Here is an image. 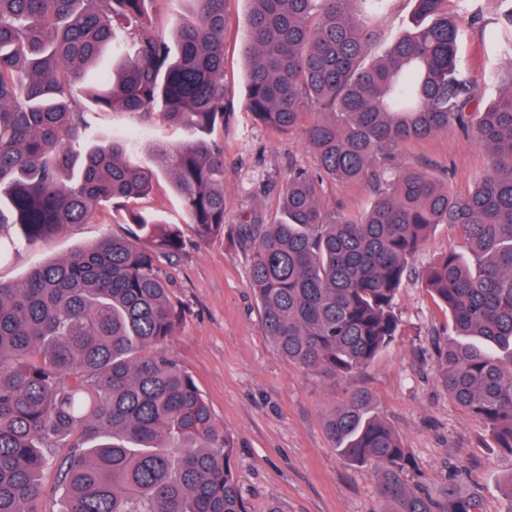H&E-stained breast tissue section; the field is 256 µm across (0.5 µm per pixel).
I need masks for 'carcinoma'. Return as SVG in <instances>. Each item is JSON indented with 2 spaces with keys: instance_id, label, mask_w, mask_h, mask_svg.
Returning <instances> with one entry per match:
<instances>
[{
  "instance_id": "obj_1",
  "label": "carcinoma",
  "mask_w": 512,
  "mask_h": 512,
  "mask_svg": "<svg viewBox=\"0 0 512 512\" xmlns=\"http://www.w3.org/2000/svg\"><path fill=\"white\" fill-rule=\"evenodd\" d=\"M153 0H0V244L33 248L110 205L128 231L0 281V512H40L48 448L60 512H245L235 448L192 378L152 349L186 310L158 262L183 250L176 224L129 203L171 178L196 238L224 235L226 0H185L171 38ZM246 106L277 131H297L318 172L288 175L279 215L241 220L239 246L277 353L306 371L344 377L369 366L400 331L394 300L432 227H457L455 250L422 273L457 336L506 352L439 349L438 383L512 453V65L494 101L469 111L473 87L457 64L462 17L447 0H415L416 27L367 62L377 35L355 0H249ZM112 53V76L82 87ZM183 126L178 146L127 157L102 137L96 112ZM455 128L489 154L472 191L394 161L406 143ZM369 180L358 217L321 206L324 180ZM352 465L378 476L382 512H484L450 480L436 495L405 478L409 450L355 393L325 419Z\"/></svg>"
}]
</instances>
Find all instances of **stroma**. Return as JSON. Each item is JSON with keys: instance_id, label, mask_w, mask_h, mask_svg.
<instances>
[{"instance_id": "obj_1", "label": "stroma", "mask_w": 512, "mask_h": 512, "mask_svg": "<svg viewBox=\"0 0 512 512\" xmlns=\"http://www.w3.org/2000/svg\"><path fill=\"white\" fill-rule=\"evenodd\" d=\"M448 11L464 15L457 55L465 76L484 100L496 95V75L512 45V0H448ZM248 0H226L224 26V234L197 244L179 198L167 177L154 181L138 208L180 225L186 247L161 259L186 318L158 352L173 359L205 395L215 419L232 437L234 468L246 512H379L378 477L373 466L347 463L328 438L326 415L356 391L365 392L372 411L388 421L410 451V482L438 492L449 477L479 493L485 512H512L503 482L512 476V454L495 447L477 416L452 402L437 383L436 344L449 340L448 312L422 278L401 288L395 311L401 328L395 340L365 369L330 380L289 363L266 336L249 285V265L234 243V227L251 213L270 220L280 208L291 168L315 169L317 162L298 134L272 131L246 108ZM354 9L379 37L376 53L411 29L414 0H386L381 11L363 0ZM102 135L128 142L142 158L147 142L177 145L183 127L164 120L141 122L127 112L97 113ZM406 168L426 170L458 195L470 192L487 171L485 150L451 129L408 143L399 151ZM372 194L367 182H324L321 201L328 211L357 215ZM121 213L104 210L93 222L71 224L34 249L11 251L0 259V281L21 282L32 266L59 259L106 235H121ZM465 252L457 228L434 227L415 260L416 269L448 250Z\"/></svg>"}]
</instances>
